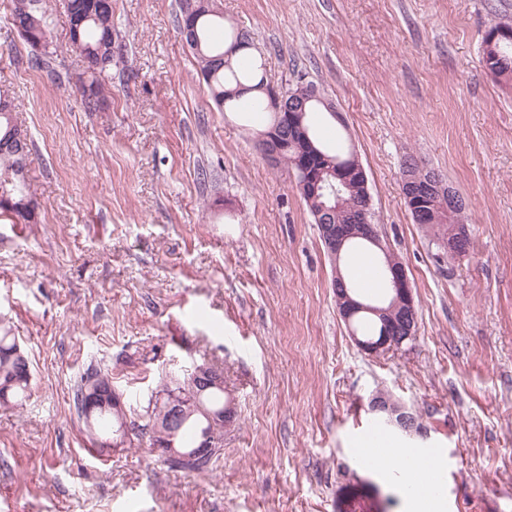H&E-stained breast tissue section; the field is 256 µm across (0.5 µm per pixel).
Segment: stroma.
<instances>
[{"label":"stroma","mask_w":512,"mask_h":512,"mask_svg":"<svg viewBox=\"0 0 512 512\" xmlns=\"http://www.w3.org/2000/svg\"><path fill=\"white\" fill-rule=\"evenodd\" d=\"M267 79L312 81L346 123L383 240L406 266L418 334L362 353L335 270L293 179L211 101L177 29L180 0H113L118 31L103 111H85L62 11L54 73L0 0V87L35 148L37 218L0 215V318L33 390L0 407V512H403L390 472L357 453L378 390L426 433L445 512H512V85L483 64L512 0H218ZM466 200L473 249L439 266L404 200L405 156ZM224 369L236 407L209 471L170 469L144 445L92 447L72 389L108 373L128 419L162 376Z\"/></svg>","instance_id":"stroma-1"}]
</instances>
